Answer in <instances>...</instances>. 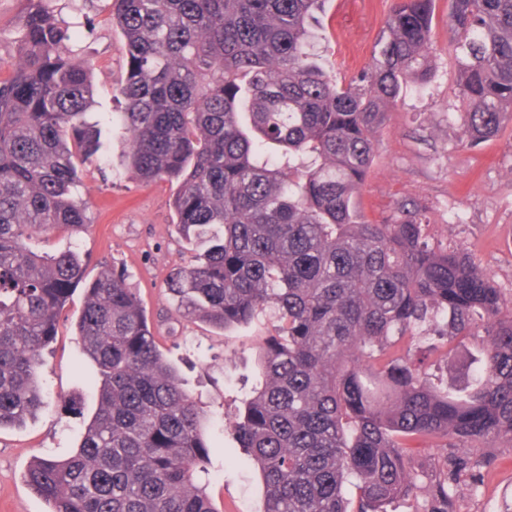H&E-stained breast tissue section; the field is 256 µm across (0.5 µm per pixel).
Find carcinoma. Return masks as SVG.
Here are the masks:
<instances>
[{"label":"carcinoma","instance_id":"1","mask_svg":"<svg viewBox=\"0 0 512 512\" xmlns=\"http://www.w3.org/2000/svg\"><path fill=\"white\" fill-rule=\"evenodd\" d=\"M0 75V429L36 413V374L84 285L77 322L97 407L62 460L25 481L48 512H218L198 473L205 414L164 357L123 276L85 282L78 253L31 249L87 223L80 168L102 159L86 121L91 66L25 0ZM325 0H111L127 47L119 88L129 171L177 183L175 224L208 244L171 275L183 316L228 330L261 314L259 381L229 423L256 464L264 512H391L413 490L418 439L512 438V300L462 247L431 246L416 212L370 224L354 197L409 80L428 72L434 0H391L380 49L344 81L311 52ZM469 142L512 118V0H448ZM479 337L464 373L435 382L412 344ZM426 512H452L448 484Z\"/></svg>","mask_w":512,"mask_h":512}]
</instances>
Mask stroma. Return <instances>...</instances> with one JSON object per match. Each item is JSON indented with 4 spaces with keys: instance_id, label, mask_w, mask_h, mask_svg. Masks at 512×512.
<instances>
[{
    "instance_id": "1",
    "label": "stroma",
    "mask_w": 512,
    "mask_h": 512,
    "mask_svg": "<svg viewBox=\"0 0 512 512\" xmlns=\"http://www.w3.org/2000/svg\"><path fill=\"white\" fill-rule=\"evenodd\" d=\"M59 26L74 32L64 44L71 55L94 65L95 104L88 115L98 123L110 150L100 166L87 167L79 193L88 204L86 226L51 232L32 241L41 251L76 246L85 278L100 271L124 272L135 288L164 354L180 369L188 390L207 415L212 442L208 478L217 512H263L265 488L257 469L230 432L224 431L246 392L256 383L257 345L270 323L222 332L181 316L168 289L169 275L205 250L178 230L170 207L174 190L166 181L132 179L117 133L106 122L122 111L118 88L125 77L126 46L112 22L111 0H46ZM390 0H328L315 51L332 75H351L369 61L382 36ZM24 0H0V71L16 61V32ZM448 44V0H436L424 81H408L378 136L373 163L356 195L365 220L392 224L420 209L435 246L465 248L505 298H512V121L495 137L469 144L462 135L467 104L459 95ZM75 291L64 308L58 335L45 350L38 378L47 390L41 409L22 425L0 429V512H48L43 498L24 481L38 457L67 458L80 444L83 419L96 408L92 366L75 338L83 305ZM83 393L82 415L66 411ZM407 460L416 476L411 496L397 499L394 512H424L447 465L474 460L472 475L453 483L455 512H512V440L489 438L476 448L451 441L440 448L412 443Z\"/></svg>"
}]
</instances>
